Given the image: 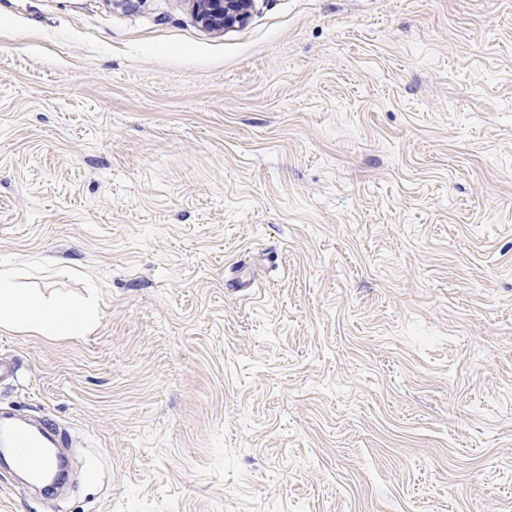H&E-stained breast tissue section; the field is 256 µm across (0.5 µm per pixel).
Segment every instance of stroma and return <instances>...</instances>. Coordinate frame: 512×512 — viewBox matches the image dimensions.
<instances>
[{
    "label": "stroma",
    "mask_w": 512,
    "mask_h": 512,
    "mask_svg": "<svg viewBox=\"0 0 512 512\" xmlns=\"http://www.w3.org/2000/svg\"><path fill=\"white\" fill-rule=\"evenodd\" d=\"M0 262V512H512V0H0ZM250 0H194L200 22L209 28H225L242 21ZM96 324V309L85 302L44 301L18 287L17 276L0 263V328L46 338L84 336ZM58 423L49 415L40 421L37 431L22 423L4 422L0 426V440L16 448V460L34 477L40 476L48 466V458L40 448H58L55 438Z\"/></svg>",
    "instance_id": "obj_1"
}]
</instances>
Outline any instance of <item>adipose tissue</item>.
I'll use <instances>...</instances> for the list:
<instances>
[{"label": "adipose tissue", "mask_w": 512, "mask_h": 512, "mask_svg": "<svg viewBox=\"0 0 512 512\" xmlns=\"http://www.w3.org/2000/svg\"><path fill=\"white\" fill-rule=\"evenodd\" d=\"M95 324L92 302L31 297L19 288L15 271L0 263V328L52 339L85 335Z\"/></svg>", "instance_id": "1"}]
</instances>
